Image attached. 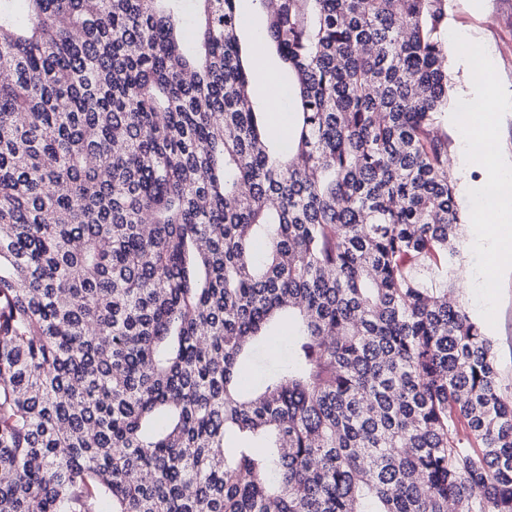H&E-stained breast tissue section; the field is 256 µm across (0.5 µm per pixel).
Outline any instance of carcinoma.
<instances>
[{"mask_svg": "<svg viewBox=\"0 0 512 512\" xmlns=\"http://www.w3.org/2000/svg\"><path fill=\"white\" fill-rule=\"evenodd\" d=\"M181 2L0 0V512H512V389L448 303V0H253L286 145L239 0L191 45ZM239 4L241 44L252 62V94L260 101H268L273 112H280L282 89L275 77L280 68V62L275 51L260 40V34L266 24L265 17L255 8L252 0H241ZM266 72L275 74H268L266 77L267 100L263 89ZM273 112L269 114L270 123L275 114ZM285 335H287L286 329H284L279 335L272 336L268 341L266 348L258 354L255 361L244 371V390H254L260 383L264 373L271 366L276 364L279 359H284L286 357V346H282L279 343L280 337Z\"/></svg>", "mask_w": 512, "mask_h": 512, "instance_id": "1", "label": "carcinoma"}]
</instances>
